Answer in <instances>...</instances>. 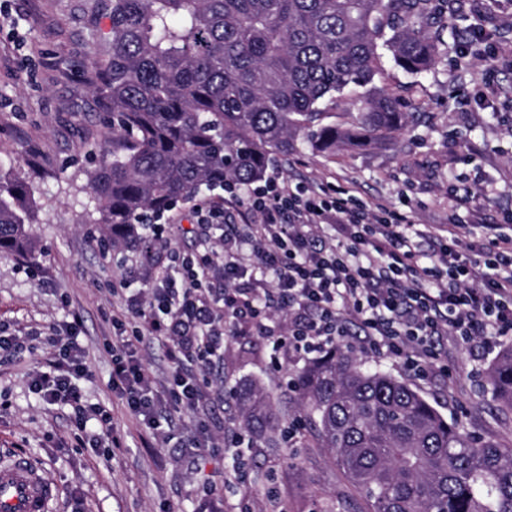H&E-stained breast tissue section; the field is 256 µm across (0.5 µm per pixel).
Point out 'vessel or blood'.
Instances as JSON below:
<instances>
[{
  "label": "vessel or blood",
  "instance_id": "obj_1",
  "mask_svg": "<svg viewBox=\"0 0 512 512\" xmlns=\"http://www.w3.org/2000/svg\"><path fill=\"white\" fill-rule=\"evenodd\" d=\"M55 483L27 458L0 465V512H47Z\"/></svg>",
  "mask_w": 512,
  "mask_h": 512
}]
</instances>
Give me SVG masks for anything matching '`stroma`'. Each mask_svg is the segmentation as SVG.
<instances>
[{
    "mask_svg": "<svg viewBox=\"0 0 512 512\" xmlns=\"http://www.w3.org/2000/svg\"><path fill=\"white\" fill-rule=\"evenodd\" d=\"M512 48V0H465L440 37L445 46L424 72L410 73L385 56L376 87L395 97L406 125L385 148H342L327 158L310 149L278 157L270 176L295 184L315 180L351 187L360 200L412 213L419 224H466L472 233L512 212V66L460 53L472 24ZM107 10L89 0H0V172L32 188V237L38 265L0 254V336L24 335L21 353L0 350V463L36 461L57 485L48 512H352L359 496L332 453L317 447L288 389L287 361L255 336L225 340L224 356L207 371L213 405L203 418L185 410L147 428L112 394L116 288L137 289L139 247L112 245L96 224L89 184L112 145L102 139L111 121L101 83L87 69L90 53L110 35ZM496 92L483 101L486 75ZM479 192L469 207L452 206L457 184ZM205 190L166 213L179 235L155 260L192 251L196 205L223 201ZM79 319L78 342L89 366L77 382L86 405L103 406L112 436L99 440L98 420L78 426L69 405L46 404L31 383L57 351L55 332ZM500 344L443 343L447 372L417 380L403 362L365 353L371 369L406 383L450 423L482 440L512 448V412L479 386ZM260 386L282 412L281 427H299L306 443L276 448L236 445L224 437L223 389ZM221 441L207 456L195 440Z\"/></svg>",
    "mask_w": 512,
    "mask_h": 512,
    "instance_id": "35a3bbf8",
    "label": "stroma"
}]
</instances>
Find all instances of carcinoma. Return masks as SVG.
I'll list each match as a JSON object with an SVG mask.
<instances>
[{
  "label": "carcinoma",
  "instance_id": "cac0c4a2",
  "mask_svg": "<svg viewBox=\"0 0 512 512\" xmlns=\"http://www.w3.org/2000/svg\"><path fill=\"white\" fill-rule=\"evenodd\" d=\"M112 36L91 70L112 102V158L95 170L96 223L136 243L157 218L202 188L261 180L278 156L305 145L388 144L403 114L374 92L382 50L419 72L442 40L445 0H108ZM350 97L352 124L323 123ZM29 185L0 178V253L39 262ZM512 411V345L486 372ZM306 415L363 512H512V448L449 423L398 379L335 349L296 372ZM251 435L276 444L280 411L259 388L240 399Z\"/></svg>",
  "mask_w": 512,
  "mask_h": 512
}]
</instances>
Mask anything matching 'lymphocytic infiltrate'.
<instances>
[{
  "mask_svg": "<svg viewBox=\"0 0 512 512\" xmlns=\"http://www.w3.org/2000/svg\"><path fill=\"white\" fill-rule=\"evenodd\" d=\"M223 204L195 209L200 233L224 227V264L210 255H176L141 282L114 320L112 391L127 410L154 424L168 400L207 406L200 384L224 339L257 332L297 359L345 336L400 359L417 378L445 368V337L461 344L512 337V233L485 227L474 255L461 249L463 225L418 227L411 215L366 203L350 188L266 180ZM287 308V330H267L272 309ZM166 346L171 374L155 390L140 353L145 337ZM36 388L48 403L82 409L71 378L88 371L74 343Z\"/></svg>",
  "mask_w": 512,
  "mask_h": 512,
  "instance_id": "lymphocytic-infiltrate-1",
  "label": "lymphocytic infiltrate"
}]
</instances>
